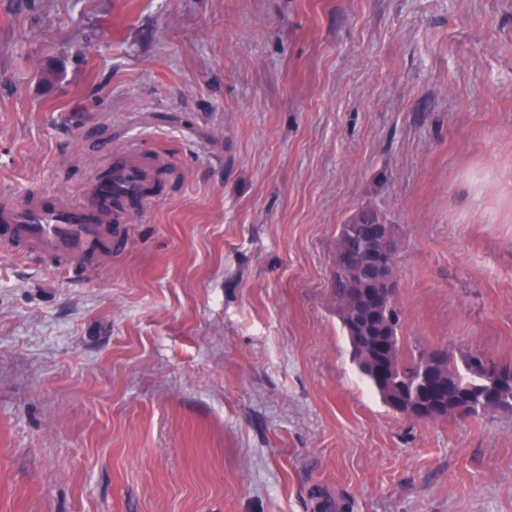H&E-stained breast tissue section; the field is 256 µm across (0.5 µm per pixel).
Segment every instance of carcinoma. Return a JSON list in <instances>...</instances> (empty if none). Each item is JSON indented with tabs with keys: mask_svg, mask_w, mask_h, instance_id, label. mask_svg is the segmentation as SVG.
Instances as JSON below:
<instances>
[{
	"mask_svg": "<svg viewBox=\"0 0 512 512\" xmlns=\"http://www.w3.org/2000/svg\"><path fill=\"white\" fill-rule=\"evenodd\" d=\"M381 244L395 249L390 225L373 210L342 225L336 244V303L361 375L386 404L399 395L415 401L420 396L418 367L427 358L434 378L429 396L441 406L439 417L455 416L461 404L470 416L489 408L512 411V364L488 365L483 355L471 353L464 358L463 376L443 347L401 354L399 317L383 293L392 282V265L380 273L371 265L372 250Z\"/></svg>",
	"mask_w": 512,
	"mask_h": 512,
	"instance_id": "obj_1",
	"label": "carcinoma"
}]
</instances>
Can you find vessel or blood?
<instances>
[{"label":"vessel or blood","instance_id":"1","mask_svg":"<svg viewBox=\"0 0 512 512\" xmlns=\"http://www.w3.org/2000/svg\"><path fill=\"white\" fill-rule=\"evenodd\" d=\"M167 159L130 145L109 153L82 202L0 198V249L67 268L74 258H106L127 248L125 227L143 219L168 172Z\"/></svg>","mask_w":512,"mask_h":512}]
</instances>
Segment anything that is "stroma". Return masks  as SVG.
<instances>
[{
  "label": "stroma",
  "instance_id": "1",
  "mask_svg": "<svg viewBox=\"0 0 512 512\" xmlns=\"http://www.w3.org/2000/svg\"><path fill=\"white\" fill-rule=\"evenodd\" d=\"M130 140L124 253L0 254V512H512V411L395 412L334 294L376 211L404 352L512 363V0H0V193Z\"/></svg>",
  "mask_w": 512,
  "mask_h": 512
}]
</instances>
